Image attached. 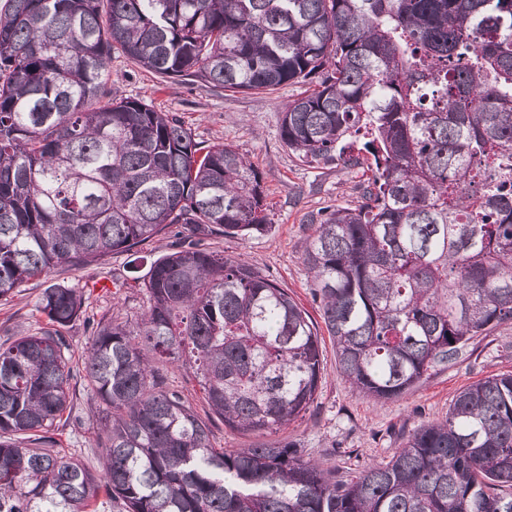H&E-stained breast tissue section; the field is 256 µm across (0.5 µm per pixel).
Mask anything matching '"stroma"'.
Wrapping results in <instances>:
<instances>
[{"instance_id":"obj_1","label":"stroma","mask_w":512,"mask_h":512,"mask_svg":"<svg viewBox=\"0 0 512 512\" xmlns=\"http://www.w3.org/2000/svg\"><path fill=\"white\" fill-rule=\"evenodd\" d=\"M108 85L113 95L142 99L156 109L176 114L203 144L232 145L262 172L270 231L247 238L216 235L206 239L204 245L227 256L245 258L287 289L319 327L324 361L315 399L302 418L273 434L242 435L226 429L211 414L191 373L161 364L167 389L180 392L208 423L213 447L288 443L296 446L304 458L324 465L333 477H351L387 462L421 424L443 418L463 387L493 374L512 373V322H508L470 341L455 363L439 369L427 383L395 400L378 403L357 395L340 378L334 347L322 327L303 257L313 232L312 216L328 206L357 205L355 186L362 172L332 163H303L284 145L280 136L282 110L289 100L303 93V86L285 85L272 92L251 93L196 87L156 77L119 55L112 58ZM174 245V239H156L130 252L112 253L103 264L57 268L30 281L13 296L0 300V344L11 342L17 331L34 333L45 327L38 302L44 288L57 283L75 288L93 286V293L85 299L87 317L121 321L136 317L148 305V296L138 286L137 277ZM64 334L70 344L74 408L70 425L59 438L60 446L96 472L101 467L105 440V406L82 374L91 330L85 320H80Z\"/></svg>"}]
</instances>
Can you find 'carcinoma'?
Listing matches in <instances>:
<instances>
[{
	"label": "carcinoma",
	"instance_id": "cac0c4a2",
	"mask_svg": "<svg viewBox=\"0 0 512 512\" xmlns=\"http://www.w3.org/2000/svg\"><path fill=\"white\" fill-rule=\"evenodd\" d=\"M234 92L306 90L281 139L367 168L304 264L340 377L398 398L512 322V0H7L0 12V299L58 267L178 240L134 322L102 319L83 378L111 410L101 471L57 449L81 288L0 346V512H512V374L458 392L390 460L333 480L288 444L214 448L156 360L187 366L240 434L303 416L321 340L255 266L200 247L271 229L261 173L107 86L112 55ZM373 163L365 165V156Z\"/></svg>",
	"mask_w": 512,
	"mask_h": 512
}]
</instances>
